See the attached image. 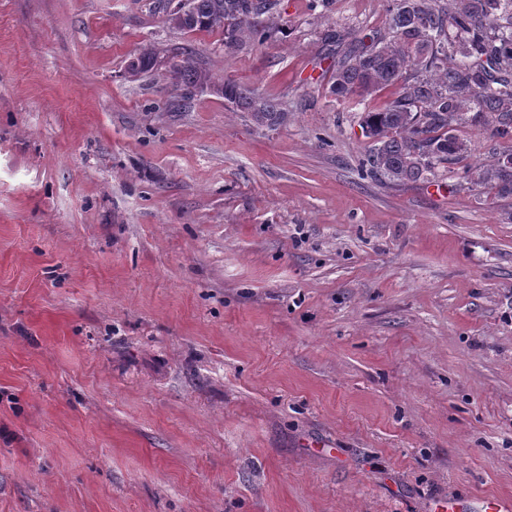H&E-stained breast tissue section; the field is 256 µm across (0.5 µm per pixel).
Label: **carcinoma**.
Here are the masks:
<instances>
[{
  "mask_svg": "<svg viewBox=\"0 0 512 512\" xmlns=\"http://www.w3.org/2000/svg\"><path fill=\"white\" fill-rule=\"evenodd\" d=\"M272 6L273 0H179L168 22L186 33H218L228 48L246 40L263 44L280 31ZM385 27L368 44L352 31L328 34L347 44L332 76L336 98L357 107L390 91L383 108L359 113L366 171L395 185L434 179L469 153L459 132L475 125L511 145L469 166L463 179L488 194L512 196V164L503 161L512 156V0H389ZM157 65V53L146 47L128 69L137 75ZM165 77L184 99L216 89L258 127L288 119L282 104L230 80L215 82L190 48Z\"/></svg>",
  "mask_w": 512,
  "mask_h": 512,
  "instance_id": "1",
  "label": "carcinoma"
}]
</instances>
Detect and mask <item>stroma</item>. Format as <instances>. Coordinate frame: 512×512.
<instances>
[{
    "mask_svg": "<svg viewBox=\"0 0 512 512\" xmlns=\"http://www.w3.org/2000/svg\"><path fill=\"white\" fill-rule=\"evenodd\" d=\"M275 13L229 49L166 0H0V512L512 495V198L360 176L326 32L384 0ZM187 47L286 124L180 102Z\"/></svg>",
    "mask_w": 512,
    "mask_h": 512,
    "instance_id": "35a3bbf8",
    "label": "stroma"
}]
</instances>
